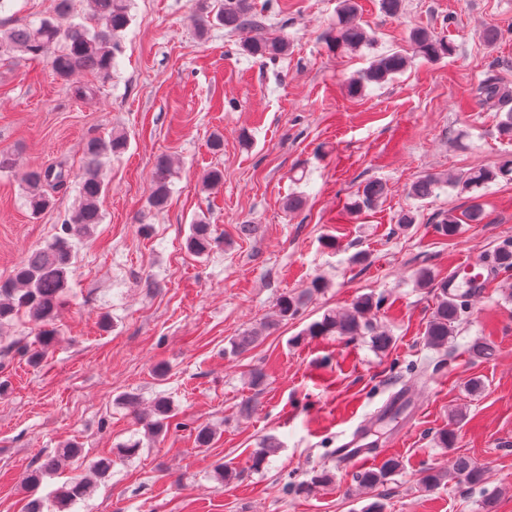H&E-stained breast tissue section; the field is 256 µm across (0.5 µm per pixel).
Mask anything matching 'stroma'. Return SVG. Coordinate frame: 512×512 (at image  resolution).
I'll use <instances>...</instances> for the list:
<instances>
[{
    "label": "stroma",
    "instance_id": "obj_1",
    "mask_svg": "<svg viewBox=\"0 0 512 512\" xmlns=\"http://www.w3.org/2000/svg\"><path fill=\"white\" fill-rule=\"evenodd\" d=\"M274 2L267 30L291 41L275 62L240 54L241 34L222 27L197 35L193 16L215 14L220 0H132L119 69L86 99L72 91L83 75L68 82L44 62L0 58V151L15 159L0 172V279L51 242L77 207L84 143L115 131L130 139L103 171V222L78 252L44 361L0 356V512H24L30 466L70 442L80 456L46 475L39 495L86 474L90 460L111 457L112 475L69 512H363L373 497L358 492L359 467L338 465L333 450L340 432L367 417L378 450L372 466L400 462L380 490L384 512H484L488 498L494 512H512V301L503 298L512 271L472 300L442 350L423 340L433 291L414 282L420 268L441 278L512 243V180L482 189L483 222L462 225L450 239L433 219L462 214L470 193L408 195L424 175L512 159L496 107L471 95L492 69L512 89V0H402L393 17L378 0H358L377 45L345 55L321 39L336 0ZM417 27L447 37L454 53L416 61L393 81L349 96L347 79L373 53L408 47ZM492 29L499 37L489 43ZM216 134L224 141L218 152L208 147ZM163 154L180 166L167 207L152 212L147 199ZM48 165L64 166L73 180L52 190V206L34 217L21 177ZM214 167L224 182L208 190L201 176ZM371 180L386 187L379 206L340 218ZM291 195L303 198L293 212L284 207ZM409 209L415 224L398 230ZM198 215L209 218L223 249L187 251ZM245 224L254 232L243 233ZM328 237L337 248L325 246ZM358 252L364 263L352 262ZM317 277L325 288L308 294ZM301 293L299 312L276 320L279 297ZM365 293L384 298L377 322L394 338L388 352H373L360 337L304 335L325 310ZM252 328L263 331L258 344L228 355L231 339ZM476 338L494 346L492 358L469 354ZM255 369L263 383L254 389ZM404 387L415 393L418 416L375 419ZM128 393L145 406L168 397L167 432L145 438L132 406L120 401ZM450 426L452 446L439 447L436 433ZM203 427L215 438L199 449L194 438ZM131 439L142 440L140 453L118 456ZM268 439L276 453L253 468ZM459 455L485 469L481 487L420 488L425 468L448 467ZM221 465L233 478L219 479ZM321 473L328 481L313 484ZM308 481L309 493L295 492Z\"/></svg>",
    "mask_w": 512,
    "mask_h": 512
}]
</instances>
